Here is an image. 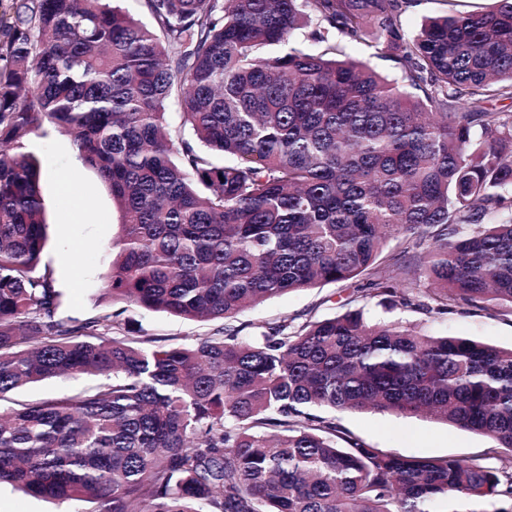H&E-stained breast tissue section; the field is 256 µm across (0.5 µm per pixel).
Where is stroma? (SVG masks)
I'll return each mask as SVG.
<instances>
[{"mask_svg":"<svg viewBox=\"0 0 512 512\" xmlns=\"http://www.w3.org/2000/svg\"><path fill=\"white\" fill-rule=\"evenodd\" d=\"M42 130V136L36 139L47 224V244L41 263L49 268L53 285L61 294L59 317L77 324L109 313L114 317L113 334L146 336L156 347L187 343L219 329L216 321H189L135 304L101 299L100 275L112 260L109 245L121 232V213L96 170L78 159L71 136L48 123ZM352 297V284H324L274 297L243 312L233 324L246 336L262 324L283 319L294 327L309 319L341 313L343 304ZM405 317L435 335H459L502 348L512 346V315L503 314L497 306L461 305L438 319L416 311L406 312ZM102 382V377L89 375L47 380L23 388L17 398L41 402L75 394ZM333 417L347 435L402 455L462 459L489 445L480 434L429 418H404L378 411H337ZM87 509L84 503L36 499L13 485H0V512H87Z\"/></svg>","mask_w":512,"mask_h":512,"instance_id":"stroma-1","label":"stroma"}]
</instances>
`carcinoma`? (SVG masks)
Listing matches in <instances>:
<instances>
[{"label": "carcinoma", "mask_w": 512, "mask_h": 512, "mask_svg": "<svg viewBox=\"0 0 512 512\" xmlns=\"http://www.w3.org/2000/svg\"><path fill=\"white\" fill-rule=\"evenodd\" d=\"M410 0H16L0 19V484L93 512H427L512 500V347L363 309L145 348L112 316L56 318L41 165L48 121L112 192L101 290L187 320L362 281L432 317L512 315V0L412 34ZM321 44L291 43L311 20ZM402 65L398 80L344 51ZM177 102L179 112L167 111ZM425 247L412 268L380 256ZM422 274L418 297L399 289ZM106 376L30 404L22 387ZM431 416L491 446L408 457L326 414ZM498 459L493 468L488 460ZM510 500L507 498H500L492 504L483 500H452L448 501L440 499L435 501L430 509L435 512H493V509L506 508L510 509Z\"/></svg>", "instance_id": "carcinoma-1"}]
</instances>
